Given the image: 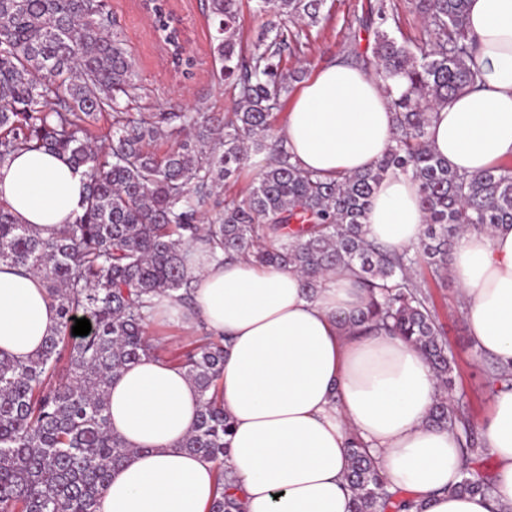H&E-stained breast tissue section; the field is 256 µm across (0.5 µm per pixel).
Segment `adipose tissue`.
Listing matches in <instances>:
<instances>
[{
  "mask_svg": "<svg viewBox=\"0 0 512 512\" xmlns=\"http://www.w3.org/2000/svg\"><path fill=\"white\" fill-rule=\"evenodd\" d=\"M469 28L486 86L434 110L432 149L475 174L512 158V0H470ZM392 98L370 72L331 63L292 100L283 135L303 168L326 176L364 170L391 145ZM85 181L62 155L24 150L0 163V202L42 235L81 214ZM425 222L415 182L390 175L365 222L369 239L418 243ZM448 271L475 348L512 364V226L460 233ZM188 330L224 339L220 392L234 421L227 467L245 512H351L348 442L358 436L391 487L416 494L425 512H512V389L497 385L484 427L494 460L493 498L452 492L461 469L454 432L430 426L438 381L421 352L398 336L346 326L366 306L350 270L309 292L293 270L243 259L190 267ZM58 326L41 279L0 264V352L24 361ZM109 425L132 453L112 471L97 512H208L214 464L183 449L200 397L184 370L161 358L129 364L113 380Z\"/></svg>",
  "mask_w": 512,
  "mask_h": 512,
  "instance_id": "ef3b65f1",
  "label": "adipose tissue"
}]
</instances>
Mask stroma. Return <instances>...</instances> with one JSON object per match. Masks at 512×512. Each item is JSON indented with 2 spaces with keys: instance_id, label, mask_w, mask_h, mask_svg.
I'll list each match as a JSON object with an SVG mask.
<instances>
[{
  "instance_id": "obj_1",
  "label": "stroma",
  "mask_w": 512,
  "mask_h": 512,
  "mask_svg": "<svg viewBox=\"0 0 512 512\" xmlns=\"http://www.w3.org/2000/svg\"><path fill=\"white\" fill-rule=\"evenodd\" d=\"M368 4L369 0H327L326 19L311 29L303 56L284 55L283 68L289 70L302 63L311 72L332 60L346 58L349 50L366 52L373 42L372 33L363 31L359 36H351L348 24L364 14ZM108 6L136 65L140 92L138 98L129 102V111L165 112L176 102L205 112L232 108V97L214 76L205 0H169L170 8L181 21L182 37L194 60L188 75L172 64L162 39L142 14L139 0H108ZM430 293L454 356L455 392L467 402L475 430H482L491 415L493 386L485 364L474 359V347L458 305L459 289L453 279L447 278L431 282Z\"/></svg>"
}]
</instances>
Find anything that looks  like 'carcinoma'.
Instances as JSON below:
<instances>
[{
  "label": "carcinoma",
  "mask_w": 512,
  "mask_h": 512,
  "mask_svg": "<svg viewBox=\"0 0 512 512\" xmlns=\"http://www.w3.org/2000/svg\"><path fill=\"white\" fill-rule=\"evenodd\" d=\"M256 9L288 19L245 43L241 0H207L218 78L234 98L229 112L124 111L139 90L133 58L104 0H0V163L23 150L62 154L86 180L82 212L43 237L0 205V263L41 277L59 329L25 362L0 355V512H97L110 471L133 452L110 430L109 389L129 363L156 354L145 336L155 299L185 304L187 268L202 254L240 256L291 267L310 291L319 277L353 271L368 299L359 325L412 343L439 381L429 422L456 432L464 466L457 493H493L472 467L486 453L464 402L451 403L454 360L428 291L426 269L446 278L448 258L465 229L512 225V163L460 174L430 147L432 111L484 85L468 29L469 0H415L418 39L397 36L398 17L376 0L358 26L373 32L371 56L352 51L392 97L394 143L371 167L325 177L293 161L282 137L269 139L290 84L284 52L298 54L303 28L321 24L325 0H255ZM155 25L172 47L178 33L163 4ZM112 134L94 145L90 127L103 116ZM171 142L162 154L154 144ZM270 163L241 196H222L248 155ZM404 175L419 186L423 237L401 251L367 238L366 214L381 181ZM91 331L72 335L75 320ZM196 386L201 409L182 447L218 467L209 512H244L236 478L224 468L234 423L219 397L224 344L202 335L176 357ZM492 382L512 383V369L492 360ZM353 512H422L412 493L391 490L365 443L349 442Z\"/></svg>",
  "instance_id": "carcinoma-1"
}]
</instances>
